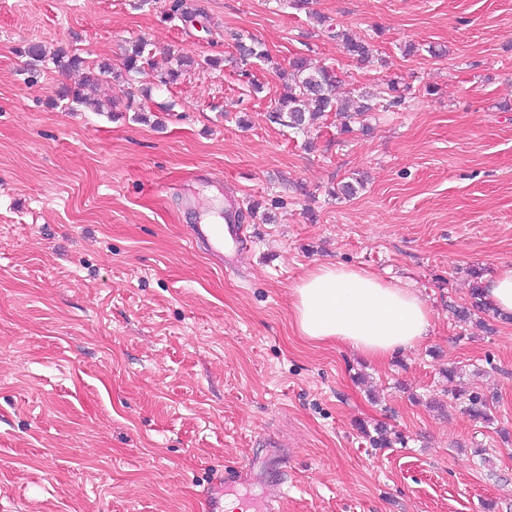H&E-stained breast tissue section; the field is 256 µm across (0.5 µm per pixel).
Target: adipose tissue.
Returning <instances> with one entry per match:
<instances>
[{
  "instance_id": "ef3b65f1",
  "label": "adipose tissue",
  "mask_w": 512,
  "mask_h": 512,
  "mask_svg": "<svg viewBox=\"0 0 512 512\" xmlns=\"http://www.w3.org/2000/svg\"><path fill=\"white\" fill-rule=\"evenodd\" d=\"M291 297L300 336L348 346L376 364L416 346L431 328L416 291L354 266H316L292 284Z\"/></svg>"
}]
</instances>
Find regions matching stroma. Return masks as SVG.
<instances>
[{"label":"stroma","mask_w":512,"mask_h":512,"mask_svg":"<svg viewBox=\"0 0 512 512\" xmlns=\"http://www.w3.org/2000/svg\"><path fill=\"white\" fill-rule=\"evenodd\" d=\"M199 4L183 22L170 0H0V512H203L268 433L291 444L286 486L238 488L235 512H512V321L453 314L473 271L512 265V0ZM238 34L271 57L251 67L262 94L231 61ZM140 39L223 63L168 86L147 67L99 88L118 111L73 112L56 91L78 74L30 78L21 54L116 64ZM296 55L335 67L343 96L395 75L419 95L297 134L268 114ZM230 196L252 232L233 269L188 233ZM325 263L415 288L429 335L381 365L307 341L290 287ZM450 368L491 421L449 398ZM328 30L330 37L356 61L364 62L372 55L373 45L367 40L354 38L343 26L341 28L336 24L334 28L333 25H329Z\"/></svg>","instance_id":"stroma-1"}]
</instances>
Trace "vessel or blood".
<instances>
[{"mask_svg": "<svg viewBox=\"0 0 512 512\" xmlns=\"http://www.w3.org/2000/svg\"><path fill=\"white\" fill-rule=\"evenodd\" d=\"M240 212L239 203H232L224 213L223 222H214L205 214L192 230L193 242L205 245L210 254L229 268L234 266L238 253L245 249L250 241L246 225L239 222ZM265 443L271 448L272 453L264 462L261 472L239 468L227 471L223 481L204 493V512H223L224 496L228 486L246 484L259 476L271 483H284L282 462L275 452L276 447L280 445L279 439L276 435L270 434L266 436Z\"/></svg>", "mask_w": 512, "mask_h": 512, "instance_id": "1", "label": "vessel or blood"}]
</instances>
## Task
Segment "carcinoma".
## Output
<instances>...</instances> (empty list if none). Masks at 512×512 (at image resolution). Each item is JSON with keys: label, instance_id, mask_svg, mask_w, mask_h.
I'll use <instances>...</instances> for the list:
<instances>
[{"label": "carcinoma", "instance_id": "carcinoma-1", "mask_svg": "<svg viewBox=\"0 0 512 512\" xmlns=\"http://www.w3.org/2000/svg\"><path fill=\"white\" fill-rule=\"evenodd\" d=\"M200 14V6L195 0H172L169 17L183 20L193 19ZM331 38L350 57L358 62L367 60L373 53V45L363 39H357L340 26H328ZM235 48L239 60L244 69L241 75H248L246 66L258 61L269 60V54L262 43L251 39L244 41L243 38H236ZM23 55L29 59L30 72L36 71L38 63L46 58L45 49L40 43H30L23 49ZM153 53L148 48V43L137 41L132 44L123 56L119 68L112 67V64L102 62L97 65L87 64L80 56L66 49L59 48L53 53L52 63L61 72L83 71V79L76 86L67 84L60 87L59 99L72 104L71 110L90 108L96 105L91 98L90 91L102 82H108L122 70L129 74L138 71L143 65L152 63ZM215 66L218 60L207 58L203 61L194 56L183 53L170 62L163 72L161 79L166 84H172L181 77L184 71L200 64ZM284 80L283 93L275 101L271 109L272 119L282 120L288 118L287 126L296 129H304L306 123L317 115L325 112H334L343 119L345 129H350V123L355 119L362 118L370 112L387 111L391 108L405 105L413 99L412 88L399 85L395 78L387 81L385 86L374 92L364 93L359 96L353 105L340 101L336 96V89L341 83V76L332 66H314L305 56L293 58L288 69L281 73ZM490 312V306L483 299V291L479 283H473L470 292V306L455 310V315L460 320H467L472 312ZM454 399L465 405V410L475 418L484 421L491 420L490 406L486 399L470 394L458 388L448 389Z\"/></svg>", "mask_w": 512, "mask_h": 512}]
</instances>
